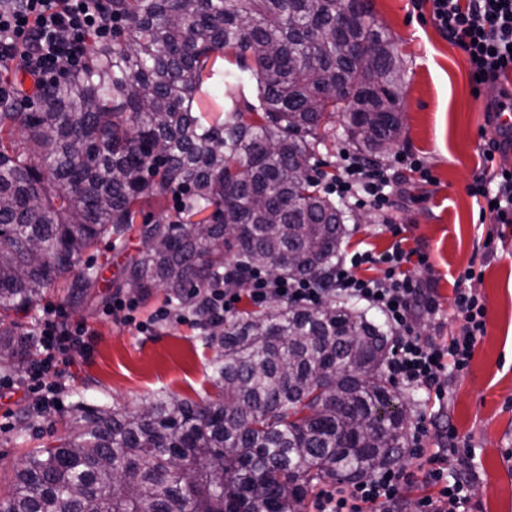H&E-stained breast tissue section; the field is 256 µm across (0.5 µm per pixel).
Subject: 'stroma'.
<instances>
[{
    "label": "stroma",
    "mask_w": 512,
    "mask_h": 512,
    "mask_svg": "<svg viewBox=\"0 0 512 512\" xmlns=\"http://www.w3.org/2000/svg\"><path fill=\"white\" fill-rule=\"evenodd\" d=\"M370 3L404 61V121L393 152L420 157L432 178L404 170L396 206L384 216L359 209L358 220L347 225L340 253L380 255L398 244L425 255V263L411 261L405 271L432 288L438 315L419 317L415 329L442 344L458 325L455 284L465 270L475 268L468 286L485 304L486 333L468 370L453 379L440 401L401 383L395 389L408 426L422 422L428 428L426 453L444 447L451 430L472 445L478 478L466 512H512V223L484 215L469 192L476 178L512 171V154L499 151L493 160L485 158L495 138L488 106L500 88H512V72L475 90L466 53L439 31L428 8H414L412 0ZM142 247L135 235L123 242L101 240L93 254L101 296L117 292L126 256ZM47 304L61 308L66 323L91 328L94 351L72 367L62 391L64 407L51 413L34 408L23 374L0 369V488L25 452L65 437L78 404L124 409L157 395L197 402L215 392L211 361L217 346L210 331L172 318L144 336L101 308L72 303L53 290L43 305L19 316L23 330L37 333Z\"/></svg>",
    "instance_id": "stroma-1"
}]
</instances>
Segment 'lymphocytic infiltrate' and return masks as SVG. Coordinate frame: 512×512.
Returning <instances> with one entry per match:
<instances>
[{
    "label": "lymphocytic infiltrate",
    "mask_w": 512,
    "mask_h": 512,
    "mask_svg": "<svg viewBox=\"0 0 512 512\" xmlns=\"http://www.w3.org/2000/svg\"><path fill=\"white\" fill-rule=\"evenodd\" d=\"M430 2L435 25L467 54L470 73L479 77L481 84L512 71V0ZM111 34L112 13L104 0H21L19 8H0V63L15 65L41 88L62 81L81 67L80 49L87 37L105 40ZM343 160V174L329 185V192L345 205H366L381 213L394 204L400 168L425 169L420 158L407 153L398 156L395 163L381 166L349 152L344 153ZM471 194L490 203V212L498 221L512 219V175L501 173L490 181L476 179ZM410 260V252L398 245L379 256L367 251L354 253L349 260L337 262L326 290L305 279L275 280L249 265L232 264L225 269L224 286L207 289V306L216 321L233 314L240 285L257 305L278 298L312 306L322 302L330 290L366 302L382 313L396 335L395 352L387 365L390 376L406 386L434 392L441 400L448 380L470 366L486 332V308L478 296L466 288H456L457 334L440 344L415 332L413 315H436L438 304L402 273V265ZM374 261L385 267L381 278L365 280L355 275L356 267ZM38 336L43 357L27 370V387L36 397L37 410L54 411L61 402L62 380L70 367L77 358H89L93 333L83 324L67 325L57 309L48 308L39 320ZM410 443L413 470L386 468L371 473L349 491L321 492L318 512H391L401 488L416 472L438 488L437 497L427 502L428 512H463L470 501L474 476L468 470L452 475L443 466L446 457L460 451L456 434H449L444 451L428 456L423 453L421 432L411 434Z\"/></svg>",
    "instance_id": "1"
}]
</instances>
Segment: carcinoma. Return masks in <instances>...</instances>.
Segmentation results:
<instances>
[{
	"mask_svg": "<svg viewBox=\"0 0 512 512\" xmlns=\"http://www.w3.org/2000/svg\"><path fill=\"white\" fill-rule=\"evenodd\" d=\"M369 16L366 0H112V41L86 50L79 75L33 112L0 101V366L28 367L33 335L15 317L48 291L94 297L95 271L73 267L105 237L145 243L121 287L186 304L224 280L226 249L321 283L348 220L306 179L322 130L341 117L377 160L402 128L404 65ZM220 91L224 110L201 112ZM146 211L159 215L135 227ZM211 341L215 398L78 406L58 445L25 453L0 512H303L314 485L400 459L406 409L367 310L278 304Z\"/></svg>",
	"mask_w": 512,
	"mask_h": 512,
	"instance_id": "cac0c4a2",
	"label": "carcinoma"
}]
</instances>
